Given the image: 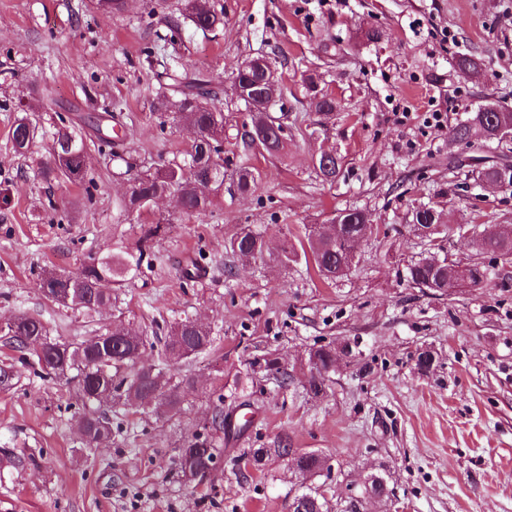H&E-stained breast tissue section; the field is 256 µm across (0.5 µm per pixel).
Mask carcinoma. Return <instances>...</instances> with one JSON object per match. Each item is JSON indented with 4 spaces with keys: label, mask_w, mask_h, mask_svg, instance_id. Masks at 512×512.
Here are the masks:
<instances>
[{
    "label": "carcinoma",
    "mask_w": 512,
    "mask_h": 512,
    "mask_svg": "<svg viewBox=\"0 0 512 512\" xmlns=\"http://www.w3.org/2000/svg\"><path fill=\"white\" fill-rule=\"evenodd\" d=\"M167 0H153L150 17L164 21L167 33L159 39L167 44L182 42L180 19L168 12ZM181 16L189 20L195 29L205 33L223 22V15L207 5V0H184ZM161 71L156 73L159 87L156 92L155 109L162 118L186 126L193 138L183 158H173L153 173L139 174L133 179L128 196L120 204L123 216L146 208L158 195L167 194L175 199L181 215L204 213L213 195L224 188V111L212 104V91L208 82L193 77L186 70L164 60L159 62ZM234 90L239 101L252 112L251 124L243 127L240 141L246 150H257L270 156L285 153L288 142L285 137L283 116L275 115L269 105L271 97L281 98L284 86L264 57H254V64L237 71ZM310 105L314 111L329 115L336 111V99L330 93L317 88L313 80L306 85ZM474 122L495 126L512 124V109L495 106L493 112L476 111L466 120L452 128L455 140L470 143L477 139L482 145L492 141L471 131ZM49 139L50 161L41 167L46 180L60 177L70 182H86V168L82 152L89 143L67 125L62 115L53 121V130L44 131ZM36 126L26 117L17 118L10 129V140L15 151L21 155L29 153L35 143ZM260 174L249 166H240L232 180L240 194H249L258 187ZM413 223L430 224L443 235L454 231L442 220V214L428 203L417 205L413 212ZM367 220L359 209H345L335 214L331 226H339V232L330 235H315L305 230L308 248L297 251L283 244L279 251H269L263 235L244 227L230 238L228 249L234 255L245 252L263 264H275L282 268L295 263L299 257L314 264L318 276L333 282L348 274L353 266L350 258L349 240L360 224ZM161 229L157 224L144 234L138 254L119 252L99 259L88 257L78 274L79 280L55 271L39 273L45 297L52 303L70 309L90 319L100 309L112 304V295L100 288V282L109 279L122 287L128 276L136 274L148 241ZM475 249L480 254L512 255V238L486 226L474 237ZM438 252L431 251L407 267V280L419 288L433 291L443 289L441 277L447 276L442 265L436 262ZM441 258V257H439ZM446 261V258H441ZM14 334L5 337L12 350L18 353L17 362L33 368L44 379L71 381L77 387L82 409L76 417L81 449L91 452L98 444L112 438V414L125 408L144 405L143 394L153 388L160 390L164 398L162 406L174 415L182 406V392L192 385L190 377L169 376L165 369L172 363L190 359L187 351L198 356L212 348L213 329L208 324L184 318L151 330V335L131 334L123 325L115 329L127 336L122 347L111 346L109 330L100 328L94 334L77 343L62 342L52 336L45 323L36 317L19 315L13 318ZM158 349L159 363L142 364L140 354L146 347ZM308 359L316 360V373L310 376L306 391L318 396L326 392L329 373L336 367V350L321 346L308 352ZM253 365L273 375L280 386L286 387L293 377L281 369L278 359L264 356L254 359ZM230 413L224 411V400L218 398L213 405L209 429L215 432L230 426ZM223 449L209 433H195L187 438L179 450L176 475L187 485L197 487L209 478ZM274 456L301 462V484L303 490L294 495L289 512H322L318 487L309 483L324 471L323 458L315 451L292 447L288 435L281 434L271 448H258L244 456L258 462L262 456ZM389 496L388 482L384 475L373 474L364 482L356 497L345 502L342 512H366L364 505L381 497Z\"/></svg>",
    "instance_id": "1"
}]
</instances>
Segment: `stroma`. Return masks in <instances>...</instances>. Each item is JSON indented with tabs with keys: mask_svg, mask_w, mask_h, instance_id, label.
I'll list each match as a JSON object with an SVG mask.
<instances>
[{
	"mask_svg": "<svg viewBox=\"0 0 512 512\" xmlns=\"http://www.w3.org/2000/svg\"><path fill=\"white\" fill-rule=\"evenodd\" d=\"M224 23L201 33L186 26L179 52L185 69L210 80L224 110V167L248 162L258 190L224 195L193 217L177 216L174 199L118 218L116 202L133 178L183 153L186 128L160 125L156 83L144 49L150 0H134L117 17L94 0H0V320L41 318L52 335L73 341L123 323L141 331L192 317L218 333L213 348L173 373L194 380L177 415L149 409L118 412L121 432L82 455L74 384L44 381L22 368L0 387V448L28 464L0 475V512H288L298 489L290 463L269 457L240 473L238 460L288 434L293 447L317 450L329 469L317 477L327 512H340L350 487L376 471L392 496L375 512H512V258L476 256L468 230L512 228V187H486L474 167L452 157L512 160V140L490 147L459 143L449 131L488 103L512 108V0H210ZM380 33L367 41L369 29ZM277 54L286 91L288 153H244L238 130L251 114L232 77L246 59ZM480 59L485 76L461 69ZM331 93V115L309 106L303 81ZM112 104L119 158L90 149L92 190L38 173L46 142L15 153L9 130L19 109L49 127L54 113L92 134ZM322 149L342 158L332 183L317 176ZM442 209L455 230L442 242L456 262L480 260L479 288L432 294L411 286L408 264L430 249L411 211ZM363 210L378 228L357 247L356 264L324 282L298 262L251 265L227 254L240 227L260 231L271 250L299 243L308 224L335 212ZM160 230L140 269L112 290V306L86 320L49 302L38 274H78L89 255L136 251L145 230ZM204 255L205 275L185 284L188 261ZM358 342L342 359L326 395L303 385L309 349ZM436 353L429 374L417 353ZM271 352L292 370L278 388L253 357ZM225 410L246 403V431L217 434L223 454L197 488L179 483L175 460L184 440L203 431L216 400Z\"/></svg>",
	"mask_w": 512,
	"mask_h": 512,
	"instance_id": "stroma-1",
	"label": "stroma"
}]
</instances>
